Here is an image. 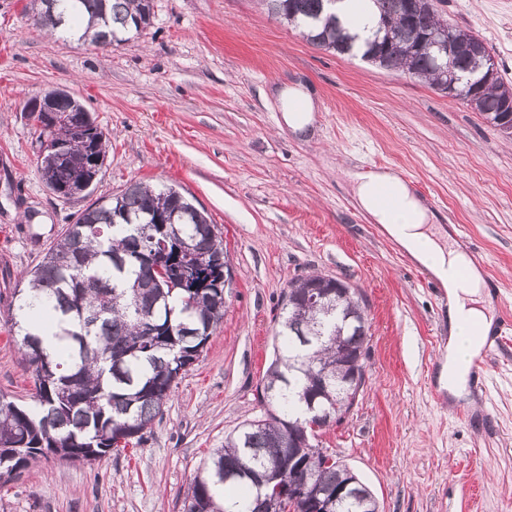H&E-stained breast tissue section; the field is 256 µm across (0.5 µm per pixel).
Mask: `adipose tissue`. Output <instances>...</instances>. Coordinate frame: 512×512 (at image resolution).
I'll use <instances>...</instances> for the list:
<instances>
[{"label": "adipose tissue", "mask_w": 512, "mask_h": 512, "mask_svg": "<svg viewBox=\"0 0 512 512\" xmlns=\"http://www.w3.org/2000/svg\"><path fill=\"white\" fill-rule=\"evenodd\" d=\"M354 193L360 207L382 224L388 234L415 260L442 280L448 290V389L453 396H462L467 387V364L482 347L480 329H491L493 317L478 302L485 289L479 270L473 268L467 255L442 231L429 225L431 214L418 196L396 174L381 171L353 174ZM389 184L398 198V206L388 210L376 198L378 184ZM467 268L464 279L448 276L449 268Z\"/></svg>", "instance_id": "adipose-tissue-1"}]
</instances>
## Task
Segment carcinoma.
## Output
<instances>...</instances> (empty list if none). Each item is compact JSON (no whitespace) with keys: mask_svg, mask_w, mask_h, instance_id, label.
<instances>
[{"mask_svg":"<svg viewBox=\"0 0 512 512\" xmlns=\"http://www.w3.org/2000/svg\"><path fill=\"white\" fill-rule=\"evenodd\" d=\"M371 5L368 35L361 44L328 0H264L268 12L297 30L311 44L340 54L358 53L382 68L437 84L439 64L412 49L420 35L439 27L433 0H413V25L406 21L407 0H357ZM153 0H40L35 25L94 47L118 46L151 24ZM453 41H478L451 61L457 75L455 98L472 106L495 126L509 116L512 88L478 71L476 55L488 52L483 40L448 28ZM38 116L39 145H65L93 174L101 168L91 158H105L106 135L81 108ZM85 128V135L72 133ZM48 189L68 183L75 171L52 166L50 154L38 156ZM166 218L168 224L157 219ZM224 241L217 226L179 191L143 182L120 194L98 199L47 249L42 261L26 272V287L14 291L9 311L32 368V403L22 406L0 396V480L50 456L67 462H90L121 452L119 439L138 445L155 419L163 415L177 380L196 361L224 318ZM171 273L164 280L158 271ZM335 278L311 274L292 280L282 295L275 359L262 376L257 395L265 415L236 426L199 468L184 498V512H286L287 503L272 489L259 486L256 474L299 473L288 457L312 460L315 438L303 439L290 425L308 412L300 391L317 397L315 406L340 424L365 383L336 397V373L346 365L364 374L369 355L366 303L355 288L327 306L292 309L286 300L310 288H327ZM49 328L59 341L56 352L44 346ZM346 475L334 460L312 465L311 493H336ZM248 492L227 500L224 488ZM344 493L338 512H375L369 487Z\"/></svg>","mask_w":512,"mask_h":512,"instance_id":"obj_1","label":"carcinoma"}]
</instances>
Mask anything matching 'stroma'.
I'll return each instance as SVG.
<instances>
[{"instance_id":"1","label":"stroma","mask_w":512,"mask_h":512,"mask_svg":"<svg viewBox=\"0 0 512 512\" xmlns=\"http://www.w3.org/2000/svg\"><path fill=\"white\" fill-rule=\"evenodd\" d=\"M28 2L0 0V395L34 393L10 331L13 292L88 205L51 194L38 171L23 111L45 89L67 90L109 137L94 197L135 181L178 189L221 231L233 280L222 323L140 445L40 460L0 481V512H183L213 449L264 413L255 389L274 316L289 282L314 272L362 291L371 334L364 391L321 448L380 512H512V336L466 409L436 402L427 374L448 311L349 177L394 171L436 227L460 225L512 312V139L426 81L313 46L258 0H154L142 36L106 52L37 28ZM438 9L485 42L512 87V0ZM287 85L314 100L310 133L283 121Z\"/></svg>"}]
</instances>
